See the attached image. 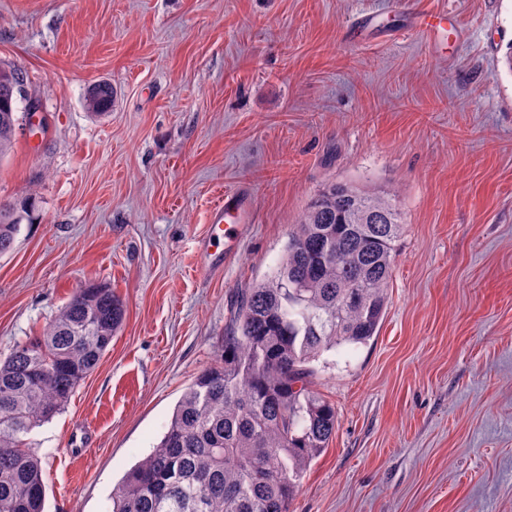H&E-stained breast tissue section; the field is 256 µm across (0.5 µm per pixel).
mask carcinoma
<instances>
[{
	"instance_id": "obj_1",
	"label": "carcinoma",
	"mask_w": 512,
	"mask_h": 512,
	"mask_svg": "<svg viewBox=\"0 0 512 512\" xmlns=\"http://www.w3.org/2000/svg\"><path fill=\"white\" fill-rule=\"evenodd\" d=\"M22 69L0 65V158L20 126ZM88 108L112 107V85ZM381 217L356 224L357 207ZM30 198L0 204V255L10 252ZM403 219L395 196L355 201L323 187L288 236L273 275L242 293L220 359L184 390L159 444L125 477L112 512H289L311 462L336 429L313 389L312 361L379 332ZM126 314L105 283L79 288L40 336L0 361V512H44L46 473L31 430L58 414L95 369Z\"/></svg>"
}]
</instances>
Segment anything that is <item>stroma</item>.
<instances>
[{"label":"stroma","mask_w":512,"mask_h":512,"mask_svg":"<svg viewBox=\"0 0 512 512\" xmlns=\"http://www.w3.org/2000/svg\"><path fill=\"white\" fill-rule=\"evenodd\" d=\"M418 9L447 13L441 43ZM364 14L391 36L347 40ZM511 46L512 0H0V64L42 115L0 158V202L36 200L0 255V356L86 284L126 305L31 433L47 512H112L332 182L395 194L404 228L378 335L313 363L336 431L290 512H512ZM241 187L252 222L210 268L212 207ZM90 91L91 101L87 104V107L91 111L93 107H96L95 111L92 112L93 114H101L112 107L114 90L110 83L102 82L94 84L89 88L88 92Z\"/></svg>","instance_id":"stroma-1"}]
</instances>
